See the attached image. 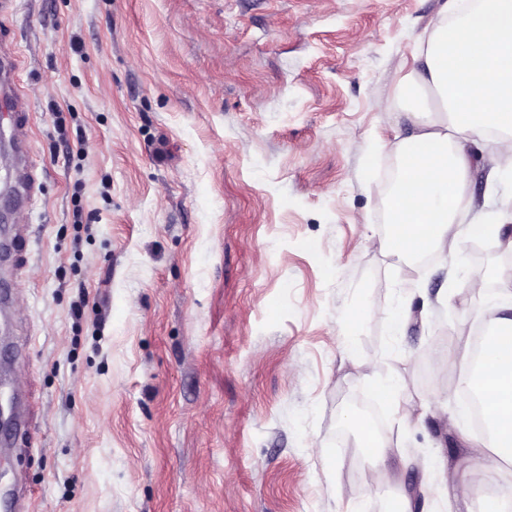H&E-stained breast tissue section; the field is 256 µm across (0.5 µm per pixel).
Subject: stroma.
I'll list each match as a JSON object with an SVG mask.
<instances>
[{
	"label": "stroma",
	"mask_w": 512,
	"mask_h": 512,
	"mask_svg": "<svg viewBox=\"0 0 512 512\" xmlns=\"http://www.w3.org/2000/svg\"><path fill=\"white\" fill-rule=\"evenodd\" d=\"M442 3L15 0L0 30L42 190L0 314V387L29 407L1 492L25 512H482L512 487L459 412L471 369L425 361L512 318L503 239L423 266L369 244L412 129L391 64L416 68ZM489 146L461 225L512 204L487 194Z\"/></svg>",
	"instance_id": "obj_1"
}]
</instances>
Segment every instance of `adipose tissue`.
Listing matches in <instances>:
<instances>
[{
	"mask_svg": "<svg viewBox=\"0 0 512 512\" xmlns=\"http://www.w3.org/2000/svg\"><path fill=\"white\" fill-rule=\"evenodd\" d=\"M423 71L396 63L399 82L418 85L436 110L413 107L411 133L399 140V182L390 201L392 232L375 241L402 257L443 251L458 236L456 214L465 203L470 141L497 131L484 158L491 177L512 173V0H475L454 20L435 23L420 38ZM474 369L487 434L501 459H512V319L494 321Z\"/></svg>",
	"mask_w": 512,
	"mask_h": 512,
	"instance_id": "ef3b65f1",
	"label": "adipose tissue"
}]
</instances>
